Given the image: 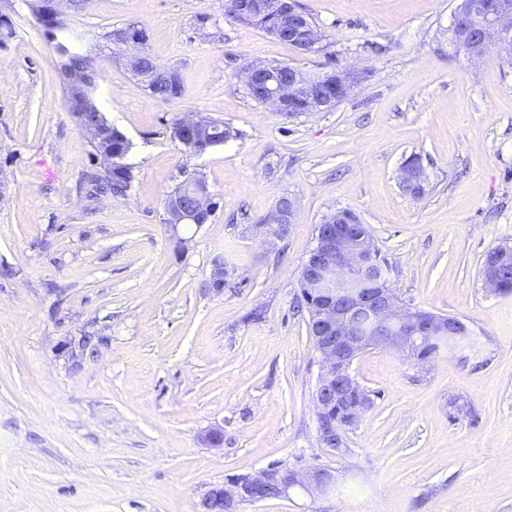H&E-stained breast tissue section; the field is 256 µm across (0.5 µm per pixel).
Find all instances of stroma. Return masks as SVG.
Returning <instances> with one entry per match:
<instances>
[{"label": "stroma", "mask_w": 512, "mask_h": 512, "mask_svg": "<svg viewBox=\"0 0 512 512\" xmlns=\"http://www.w3.org/2000/svg\"><path fill=\"white\" fill-rule=\"evenodd\" d=\"M299 2L319 52L240 24L226 0H89L72 18L99 108L132 144V187L115 198L78 187L91 144L53 44L26 0H0L14 26L0 41V512H201L212 486L272 464L328 470L335 488L240 512H512V296L481 276L512 245V66L452 42L459 0ZM131 24L182 73L181 99L154 100L112 53L106 33ZM252 63L361 80L334 109L288 119L247 95ZM187 116L239 136L189 154L171 137ZM412 156L419 197L399 185ZM184 169L203 172L218 208L173 229L164 201ZM285 196L288 234L265 243L252 226ZM343 209L368 226L401 303L475 339L425 362L358 356L374 404L339 452L318 443V358L294 306L318 225ZM217 260L220 292L204 286ZM85 335L103 342L84 348Z\"/></svg>", "instance_id": "obj_1"}]
</instances>
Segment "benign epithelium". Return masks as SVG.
I'll return each instance as SVG.
<instances>
[{"label": "benign epithelium", "instance_id": "benign-epithelium-1", "mask_svg": "<svg viewBox=\"0 0 512 512\" xmlns=\"http://www.w3.org/2000/svg\"><path fill=\"white\" fill-rule=\"evenodd\" d=\"M280 27L288 33L302 31L311 26L310 16L297 0H282ZM81 8L79 0H40L38 11L56 25H64L76 16ZM453 25L466 26L471 33V43L477 50H468V56L482 60L480 48L494 45L499 59L512 58V0H497L495 7L477 14L470 8L459 9ZM118 44L124 47L125 64L138 66L142 61L139 47L144 44V33L138 29L117 31ZM353 70L336 72L338 94H327L323 85L328 80L325 72H310L283 65L274 73L257 63L244 68L246 90L262 105L288 116L294 106L306 112L329 110L344 99L353 89ZM95 74L88 68L72 73L67 95V108L81 113V129L90 140L106 139L109 128L97 106L86 95ZM216 209L209 188L194 185L185 196L172 199L166 217L170 227L195 224L202 215H211ZM295 202L278 201L266 217V223L253 226L254 232L264 241L272 243L283 239L294 215ZM374 247L371 239L356 224H341L329 216L316 236V244L302 263L300 286L307 297H318L321 304L315 312L311 338L319 356L320 372L313 392L316 414L332 406L344 408L343 425L352 427L370 409L368 401L348 402L349 394L358 387L351 373L353 361L372 347L394 348L409 357L416 356L419 337L406 339L402 329L421 323V334L439 342L461 343L471 336V330L454 317L426 312L418 308L399 305L388 285L386 268L373 262ZM224 262L213 265L205 287L220 290L224 284ZM334 477L324 469L283 471L270 466L257 474H242L229 480L227 485H216L206 494L205 512H237L243 504H256L272 498H287L300 490L311 497L325 495L331 489Z\"/></svg>", "mask_w": 512, "mask_h": 512}]
</instances>
